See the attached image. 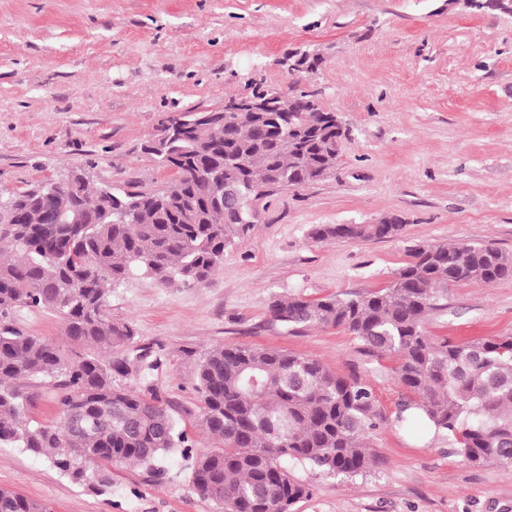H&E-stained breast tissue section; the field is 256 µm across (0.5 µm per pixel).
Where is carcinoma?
<instances>
[{"label":"carcinoma","mask_w":512,"mask_h":512,"mask_svg":"<svg viewBox=\"0 0 512 512\" xmlns=\"http://www.w3.org/2000/svg\"><path fill=\"white\" fill-rule=\"evenodd\" d=\"M185 113L172 115L142 146L161 167H180L159 190L101 188L76 174L51 193L34 185L0 206V320L29 306L60 316L70 347L0 327V444L46 454L76 482L109 484L107 468L136 463L161 473L175 448L192 460L198 493L224 512H292L310 494L288 462L353 477L371 464L368 433L379 414L372 389L306 355L224 344L199 361L192 380L202 424L222 447L193 452L187 433L161 395L114 385L126 366L93 349L116 348L135 336L112 317V291L129 275L185 287L205 285L224 250L252 223L224 206L221 188L242 205L252 190L318 181L336 168V141L346 131L324 124L323 110L292 120L279 112H226L224 129L210 122L185 137L163 135ZM76 208L81 224L58 212ZM403 225L319 224L315 241L397 237ZM386 288L347 298H276L272 318L286 326L342 328L377 356L397 359L394 379L418 397L402 423L420 419L448 435L454 453L474 465L512 451V337L464 342L427 334V316L441 309L448 286L512 277V255L483 243L418 245ZM59 377V419L34 425L30 397L13 383ZM82 429L67 434L69 417ZM0 512H51L48 505L0 489Z\"/></svg>","instance_id":"obj_1"}]
</instances>
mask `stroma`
Returning <instances> with one entry per match:
<instances>
[{
    "label": "stroma",
    "instance_id": "obj_1",
    "mask_svg": "<svg viewBox=\"0 0 512 512\" xmlns=\"http://www.w3.org/2000/svg\"><path fill=\"white\" fill-rule=\"evenodd\" d=\"M309 92L347 136L325 180L257 204L251 230L197 288L135 274L112 314L135 336L100 348L126 360L120 386L169 401L194 450L218 447L192 385L199 358L224 344L318 359L371 386L381 416L365 473L336 477L289 463L310 488L294 512H512V465L469 464L448 436L397 419L394 359L349 332L287 327L273 297L317 299L385 288L421 244L483 243L512 255V13L459 0H0V194L80 167L92 185L159 189L175 174L142 152L168 116L223 107L250 83ZM399 219V237L317 243V224ZM13 329L67 344L54 313L13 311ZM453 342L512 336V277L449 286L425 324ZM32 420L57 417V382L19 381ZM162 477L112 467L104 491L41 456L0 446V488L53 512H220L203 498L180 450Z\"/></svg>",
    "mask_w": 512,
    "mask_h": 512
}]
</instances>
